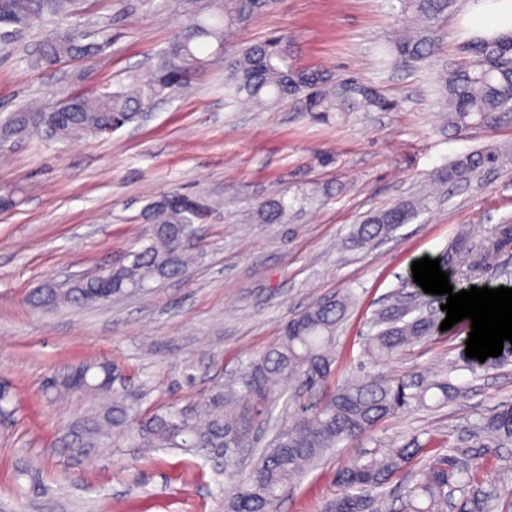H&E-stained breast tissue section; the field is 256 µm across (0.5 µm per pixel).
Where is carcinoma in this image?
Here are the masks:
<instances>
[{"label":"carcinoma","mask_w":512,"mask_h":512,"mask_svg":"<svg viewBox=\"0 0 512 512\" xmlns=\"http://www.w3.org/2000/svg\"><path fill=\"white\" fill-rule=\"evenodd\" d=\"M84 0H0V41L33 27L47 17L77 15ZM276 0H187L188 18L179 32L154 57L145 70H136L103 92L68 94L60 101L35 111L12 112L0 118V135L23 137L45 135L59 141L79 136L112 134V126L138 121L145 106L171 97L191 79L210 67L224 65L227 84L236 97L265 108L293 101L302 112H329L340 95L327 73L299 70L288 55L293 37L286 32L246 46L228 43L235 31L245 30ZM457 0H396L389 18L415 21L407 34L390 42L392 61L416 67L431 60L440 49L443 24ZM87 33L68 31L46 41L30 59L34 68L50 67L67 59L87 57L96 44L83 43ZM469 57L457 68L439 75L442 114L448 129L512 125V32L476 35L468 43ZM368 106L381 105L373 87L351 91ZM512 159V148L489 145L467 154L437 172L445 183L470 182L491 168ZM175 202L154 200L146 210L152 224L148 243L132 252L129 264L112 270V292L149 287V282L179 275L186 270L185 244L203 221V213L218 203L206 196L177 190L165 193ZM424 201L394 203L361 224L352 234L355 247L371 246L387 239L402 224L409 223ZM288 214L281 194L265 200L259 209L264 224H280ZM467 248L462 238L440 256L445 270L459 264ZM488 249H512V224H499ZM104 280L92 278L69 288H40L34 303L54 305L60 301L86 303L101 291ZM354 303L351 292L325 298L289 318L279 341L251 361L227 393L213 400L202 416L184 410L156 409L132 413L114 388L118 376L110 364H85L63 376L61 387L95 395H112L103 407V423L112 433L140 448H177L186 453L205 450L224 460L234 483L224 492V512H277L283 490L301 478L330 448L357 440L384 419L399 412L438 408L463 396L453 380V363L429 374L389 376L382 373L347 381L332 391L323 389L334 362L332 347L336 331ZM376 332L368 338L364 354L377 363L400 349L430 336L435 322L422 306L395 296L375 313ZM294 379L309 393L308 402L288 425L251 463L237 474L240 457L224 456L234 440H249L256 422L268 421L269 411L251 409L255 399L270 401L281 395L278 386ZM482 428L491 437L490 446L512 445V406L496 409L484 418ZM468 448H438L430 455L418 439L399 448H387L365 460H357L336 475L345 492L329 505L331 512H382L378 490L409 467L415 468V483L405 489L402 512H490L495 494L482 488L464 468Z\"/></svg>","instance_id":"carcinoma-1"}]
</instances>
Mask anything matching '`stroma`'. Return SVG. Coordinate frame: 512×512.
I'll return each instance as SVG.
<instances>
[{
    "instance_id": "35a3bbf8",
    "label": "stroma",
    "mask_w": 512,
    "mask_h": 512,
    "mask_svg": "<svg viewBox=\"0 0 512 512\" xmlns=\"http://www.w3.org/2000/svg\"><path fill=\"white\" fill-rule=\"evenodd\" d=\"M459 0L442 50L415 68L379 65L389 0H279L238 37L258 42L286 31L293 60L336 82L373 85L385 108L341 98L316 116L295 104L244 105L216 66L142 122L110 135L58 142L0 141V190L19 200L0 210V512H224L227 479L207 454L87 444L96 400L56 395L51 378L88 363L115 364L134 408L203 411L252 359L271 348L291 316L349 290L355 304L336 334L333 384L384 372L406 375L458 361L470 328L457 323L379 364L363 347L375 312L396 293L428 295L413 261L436 258L461 234L473 249L512 223V165L467 185L431 183L448 163L490 143L512 142V126L449 131L436 105L438 72L455 67L471 37ZM180 0H86L78 16L44 21L0 43V116L70 93L91 94L143 68L179 30ZM95 30L98 51L39 70L28 59L68 28ZM224 201L201 225L185 274L85 305L37 307L39 288L126 264L150 232L146 206L170 189ZM286 193L284 224L260 223L265 199ZM427 206L392 237L362 250L349 236L367 216L399 201ZM486 272H449L455 290L512 284V251ZM454 378L465 395L436 411L400 413L365 437L332 449L288 486L278 512H327L338 469L418 438L426 447H476L477 429L512 405V365Z\"/></svg>"
}]
</instances>
